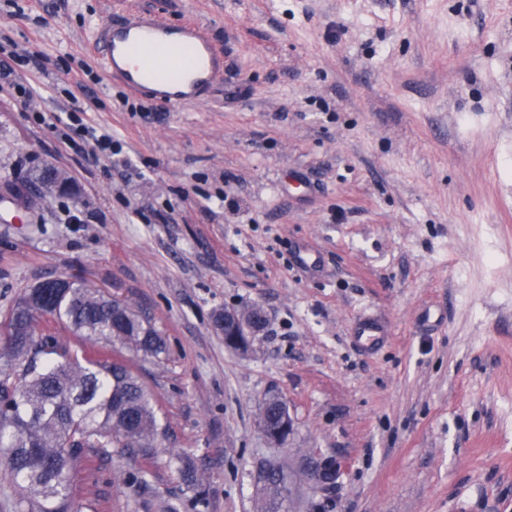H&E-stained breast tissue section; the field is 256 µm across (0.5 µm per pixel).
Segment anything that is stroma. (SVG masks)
<instances>
[{"label": "stroma", "mask_w": 512, "mask_h": 512, "mask_svg": "<svg viewBox=\"0 0 512 512\" xmlns=\"http://www.w3.org/2000/svg\"><path fill=\"white\" fill-rule=\"evenodd\" d=\"M155 12L223 54L205 102L103 69L96 26ZM7 40L40 65L28 105L0 93V194L19 197L0 206V318L75 275L167 343L114 346L161 432L151 460L80 471L77 512H262L272 462L288 512H512V0H0ZM73 96L119 155L84 160L46 126ZM47 167L68 191L34 196ZM254 307L264 330L225 347L214 314ZM365 311L391 327L371 352ZM274 415L269 411V401L262 409L261 428L266 438L274 445L281 446L288 440L292 431V421L287 415L285 403L278 399Z\"/></svg>", "instance_id": "1"}]
</instances>
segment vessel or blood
I'll use <instances>...</instances> for the list:
<instances>
[{
    "label": "vessel or blood",
    "instance_id": "1",
    "mask_svg": "<svg viewBox=\"0 0 512 512\" xmlns=\"http://www.w3.org/2000/svg\"><path fill=\"white\" fill-rule=\"evenodd\" d=\"M96 43L109 74L135 91L154 83L155 99L172 107L198 100L224 77L223 56L193 24L173 25L153 14L105 22L97 27ZM354 334L369 351L384 342L389 328L381 319L363 315Z\"/></svg>",
    "mask_w": 512,
    "mask_h": 512
}]
</instances>
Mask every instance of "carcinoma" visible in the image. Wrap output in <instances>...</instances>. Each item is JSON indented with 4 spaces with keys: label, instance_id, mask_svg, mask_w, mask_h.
I'll list each match as a JSON object with an SVG mask.
<instances>
[{
    "label": "carcinoma",
    "instance_id": "obj_1",
    "mask_svg": "<svg viewBox=\"0 0 512 512\" xmlns=\"http://www.w3.org/2000/svg\"><path fill=\"white\" fill-rule=\"evenodd\" d=\"M26 292L0 322V454L22 512H73L74 476L96 456L152 458L158 436L153 396L122 361L79 360L40 328L44 317L65 322L89 344L158 359L166 346L150 320L84 278L47 305ZM187 488L204 493L190 459H180ZM267 495L285 500L280 470L265 475Z\"/></svg>",
    "mask_w": 512,
    "mask_h": 512
}]
</instances>
